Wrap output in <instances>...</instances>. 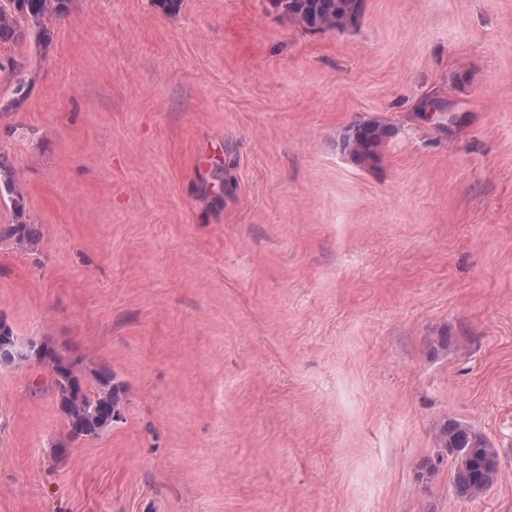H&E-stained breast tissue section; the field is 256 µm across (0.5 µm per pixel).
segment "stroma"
<instances>
[{
  "instance_id": "stroma-1",
  "label": "stroma",
  "mask_w": 512,
  "mask_h": 512,
  "mask_svg": "<svg viewBox=\"0 0 512 512\" xmlns=\"http://www.w3.org/2000/svg\"><path fill=\"white\" fill-rule=\"evenodd\" d=\"M0 160V321L124 382L70 442L43 365H0V512H512V0H74ZM453 113L455 123L428 119ZM392 134L377 162L354 122ZM450 421L500 466L460 493ZM305 29L325 31L357 24L361 0H273ZM390 133V127L378 120L354 123L342 138V150L359 164L376 162L379 149ZM7 194L16 217V224H7L0 227V237L15 239L19 244L32 243L35 234L29 224L24 221L26 207L25 197L16 185L11 168L0 162V195Z\"/></svg>"
}]
</instances>
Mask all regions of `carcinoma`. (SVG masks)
<instances>
[{
  "mask_svg": "<svg viewBox=\"0 0 512 512\" xmlns=\"http://www.w3.org/2000/svg\"><path fill=\"white\" fill-rule=\"evenodd\" d=\"M71 0H0V46L32 40L45 49L52 39L47 22L66 14ZM305 29L325 31L357 24L361 0H273ZM22 59L12 54L0 55V73L20 74ZM391 133L378 120H364L351 125L342 138V150L359 164L379 159V149ZM9 197L16 223L0 227V237L19 244L31 243L35 234L24 221L25 197L16 185L11 168L0 162V194ZM37 362L47 367L56 387V405L72 440L100 436L122 414L126 388L110 371L94 374L88 384L80 360L60 354L49 343L23 341L11 327L0 322V364ZM439 440L453 458V478L463 494H477L486 489L498 471L497 451L481 435L458 423L449 422L440 431Z\"/></svg>",
  "mask_w": 512,
  "mask_h": 512,
  "instance_id": "1",
  "label": "carcinoma"
}]
</instances>
